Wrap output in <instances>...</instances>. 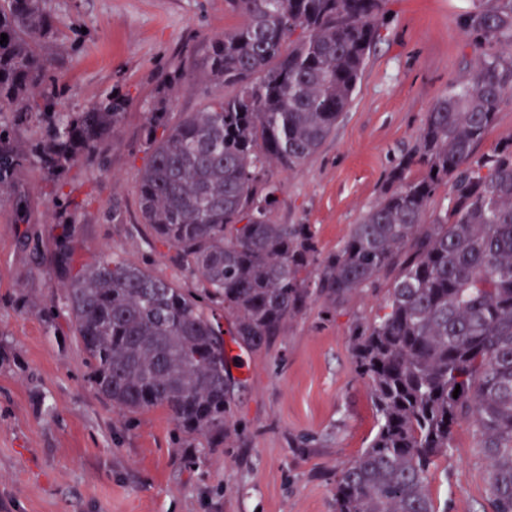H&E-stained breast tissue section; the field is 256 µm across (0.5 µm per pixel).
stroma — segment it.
<instances>
[{
    "label": "stroma",
    "instance_id": "35a3bbf8",
    "mask_svg": "<svg viewBox=\"0 0 512 512\" xmlns=\"http://www.w3.org/2000/svg\"><path fill=\"white\" fill-rule=\"evenodd\" d=\"M53 8L65 26L87 30L78 51L48 49L62 62L61 110L84 108L117 86L132 95L109 170L77 167L70 175L71 197L86 212L75 250L86 263L110 250L188 281L152 251L140 222V132L159 73L190 67L213 35L245 18L226 0H54ZM471 8L472 0H387L380 39L333 135L300 168L274 172L282 184L277 223L311 225L326 254L344 244L436 101L470 71L476 53L462 18ZM20 178L27 223L0 213V512H335L341 471L379 426L355 371L351 333L379 312L390 274L353 295L335 320L312 305L268 350L229 344L239 359L231 373L243 435L218 453L196 449L199 462L189 466L169 416L113 412L87 382L65 321L46 320L61 294L47 264L58 234L54 195L33 170ZM116 198L124 205L118 224L106 217ZM306 434L314 447L300 446ZM428 489L441 512H493L470 421L456 424Z\"/></svg>",
    "mask_w": 512,
    "mask_h": 512
}]
</instances>
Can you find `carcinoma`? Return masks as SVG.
Wrapping results in <instances>:
<instances>
[{"mask_svg": "<svg viewBox=\"0 0 512 512\" xmlns=\"http://www.w3.org/2000/svg\"><path fill=\"white\" fill-rule=\"evenodd\" d=\"M227 2L246 23L211 37L192 69L233 93L206 88L200 111L177 114L172 93L189 74L165 71L143 125L141 222L195 278L184 288L113 253L73 271L84 213L67 177L109 168L130 93L60 111L65 86L45 53L64 36L52 0H0V211L22 221L21 170L52 182L62 225L52 264L87 381L122 416L162 410L179 444L217 451L237 433L217 311L233 318L232 342L261 352L313 304L332 317L397 267L381 312L352 332L380 426L342 470L336 512H440L428 474L463 418L479 435L495 512H512V138L475 153L512 102V0H478L465 14L476 67L435 103L380 201L326 255L311 225L272 221V168H299L329 139L386 0ZM30 127L40 133L23 146L17 132ZM414 166L423 174L412 179ZM443 186L450 208L427 215Z\"/></svg>", "mask_w": 512, "mask_h": 512, "instance_id": "obj_1", "label": "carcinoma"}]
</instances>
